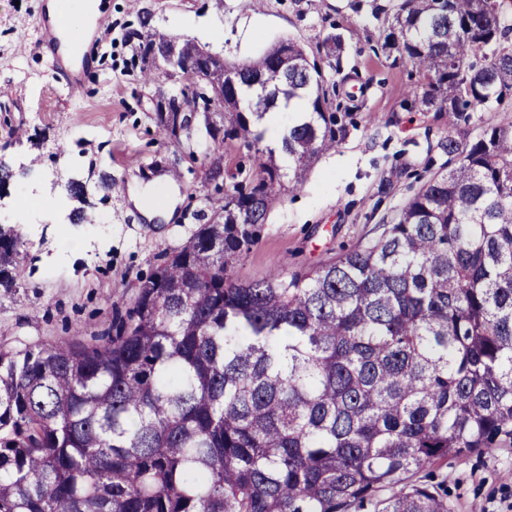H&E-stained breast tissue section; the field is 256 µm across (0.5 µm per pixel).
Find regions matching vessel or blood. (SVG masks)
Returning <instances> with one entry per match:
<instances>
[{"mask_svg":"<svg viewBox=\"0 0 512 512\" xmlns=\"http://www.w3.org/2000/svg\"><path fill=\"white\" fill-rule=\"evenodd\" d=\"M71 0H58L54 15L39 24L40 45L52 58L54 69L71 85H79L81 73L89 62L84 50V33L73 25Z\"/></svg>","mask_w":512,"mask_h":512,"instance_id":"b4317fda","label":"vessel or blood"}]
</instances>
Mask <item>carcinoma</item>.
Returning <instances> with one entry per match:
<instances>
[{
    "mask_svg": "<svg viewBox=\"0 0 512 512\" xmlns=\"http://www.w3.org/2000/svg\"><path fill=\"white\" fill-rule=\"evenodd\" d=\"M497 0H401L384 48L424 80L414 104L448 114L512 90V25ZM143 83L170 77L136 34ZM269 50L216 94L210 152L239 141L255 174L207 199L211 218L139 281L104 335L0 350V512H448L413 475L512 444V116L429 178L381 233L309 271L251 282L231 268L258 241L282 167L245 98L263 73L309 119L282 150L292 188L345 132L325 77L293 41L288 79ZM0 227V276H23ZM392 488L388 496L381 492Z\"/></svg>",
    "mask_w": 512,
    "mask_h": 512,
    "instance_id": "carcinoma-1",
    "label": "carcinoma"
}]
</instances>
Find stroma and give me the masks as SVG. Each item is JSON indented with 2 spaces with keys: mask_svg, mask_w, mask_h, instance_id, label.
<instances>
[{
  "mask_svg": "<svg viewBox=\"0 0 512 512\" xmlns=\"http://www.w3.org/2000/svg\"><path fill=\"white\" fill-rule=\"evenodd\" d=\"M88 36L92 61L68 87L39 45L49 0H0V225H20L24 276L0 286V349L19 350L106 332L126 315L139 278L201 225L198 214L223 181L207 178L208 142L156 133L153 103L182 82L146 84L132 64L129 31L146 26L242 63L293 40L327 79L347 132L320 154L300 189L284 184L257 243L232 268L264 277L275 261L309 269L375 236L432 175L446 170L448 118L414 105L418 74L383 48L399 0H102ZM340 34L339 60L324 38ZM80 197H61L64 183ZM149 190L153 218L128 201ZM25 196V209L16 199ZM96 223L73 221L77 212ZM448 488L450 512H512V447L428 467Z\"/></svg>",
  "mask_w": 512,
  "mask_h": 512,
  "instance_id": "obj_1",
  "label": "stroma"
}]
</instances>
